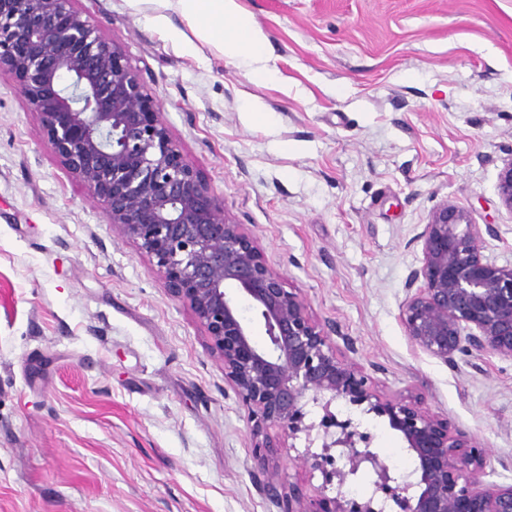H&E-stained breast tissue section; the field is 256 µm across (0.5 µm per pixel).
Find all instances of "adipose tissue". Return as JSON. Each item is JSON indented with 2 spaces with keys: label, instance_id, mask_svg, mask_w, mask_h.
<instances>
[{
  "label": "adipose tissue",
  "instance_id": "ef3b65f1",
  "mask_svg": "<svg viewBox=\"0 0 512 512\" xmlns=\"http://www.w3.org/2000/svg\"><path fill=\"white\" fill-rule=\"evenodd\" d=\"M179 3L184 14L200 21L202 37L215 40L226 58L254 66L262 78H276V66L263 51L266 38L238 0H179Z\"/></svg>",
  "mask_w": 512,
  "mask_h": 512
}]
</instances>
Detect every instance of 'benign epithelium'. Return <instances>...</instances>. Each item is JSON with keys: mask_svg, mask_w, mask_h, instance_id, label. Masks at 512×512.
<instances>
[{"mask_svg": "<svg viewBox=\"0 0 512 512\" xmlns=\"http://www.w3.org/2000/svg\"><path fill=\"white\" fill-rule=\"evenodd\" d=\"M73 0H0V72L15 79L53 151L99 199L109 223L132 238L162 273L168 293L205 327L224 362V381L247 406L256 461L269 472L271 449L303 434L323 484L311 499L267 479L258 489L281 512H512V484L482 480L485 452L416 396L379 389L349 354L355 343L334 323H319L304 298L284 288L257 241L218 208L208 185L186 163L152 97L122 49L100 35ZM497 192L512 214V156ZM494 224L472 223L444 201L418 234L421 267L400 306L411 344L453 369L493 355L512 359V265L483 254ZM245 301L263 323L255 341L240 315ZM367 405L388 418L415 463L393 470L369 446L359 424L332 406ZM323 412L306 422L308 405ZM277 430L271 434L270 430ZM373 491L359 502L338 493L362 473Z\"/></svg>", "mask_w": 512, "mask_h": 512, "instance_id": "obj_1", "label": "benign epithelium"}]
</instances>
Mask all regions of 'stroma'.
Here are the masks:
<instances>
[{
    "instance_id": "stroma-1",
    "label": "stroma",
    "mask_w": 512,
    "mask_h": 512,
    "mask_svg": "<svg viewBox=\"0 0 512 512\" xmlns=\"http://www.w3.org/2000/svg\"><path fill=\"white\" fill-rule=\"evenodd\" d=\"M279 79L227 60L178 0H74L118 43L184 160L256 238L312 317L336 322L390 394L414 393L474 438L486 480L512 483V360L454 370L400 322L417 239L450 201L494 224L512 153V0H239ZM167 27L155 24L156 15ZM391 468L387 418L345 405ZM247 410L155 263L60 162L0 73V512H276ZM305 438L274 481L312 492Z\"/></svg>"
}]
</instances>
